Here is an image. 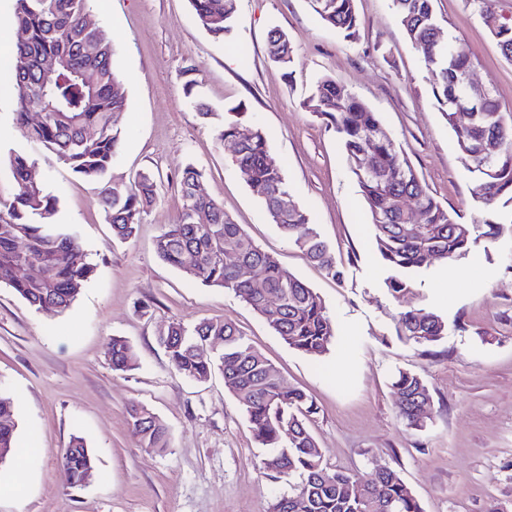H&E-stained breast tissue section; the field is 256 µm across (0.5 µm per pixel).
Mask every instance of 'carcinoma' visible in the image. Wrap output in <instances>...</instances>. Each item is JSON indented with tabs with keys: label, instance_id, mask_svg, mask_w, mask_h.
I'll list each match as a JSON object with an SVG mask.
<instances>
[{
	"label": "carcinoma",
	"instance_id": "cac0c4a2",
	"mask_svg": "<svg viewBox=\"0 0 512 512\" xmlns=\"http://www.w3.org/2000/svg\"><path fill=\"white\" fill-rule=\"evenodd\" d=\"M93 0H15L14 24L20 37L13 63L3 80L15 101L14 124L45 157L77 176L99 184V201L113 236H135L142 214L156 200L157 182L143 172L126 192L102 178L118 154L126 78L115 66L116 47L109 32L87 24ZM203 29L222 41L233 30L238 0H189ZM328 27L345 39L356 37L360 24L356 0H309ZM406 36L423 55L431 91L446 112L456 145L473 181L472 199L482 219L461 221L429 192L407 157L398 152L376 113L329 76L319 78L303 107L330 121L370 213L374 245L391 271L387 290L398 297L409 291L412 276L428 266L429 256L457 261L469 255L480 238L496 239L512 229V113L502 110L491 91L472 86L469 56L457 49V37L444 33L434 0H390ZM479 15L501 55L512 62V18L499 13L497 0H465ZM268 56L286 70L293 59L288 35L268 33ZM196 82L183 86L197 115L208 120L209 106L196 97ZM41 114L38 123L30 115ZM243 105L228 109L214 126L217 142L237 141L233 163L249 185H263V205L270 221L326 274L340 280L329 245L293 199L282 168L271 158L267 138L244 120ZM93 135H88V132ZM13 197L0 208V284L13 288L30 306L68 309L90 279L94 267L85 259L78 237L56 223L58 196L29 185L34 161L12 151L6 158ZM202 173L186 166L179 182L182 208L176 223L163 229L155 247L161 260L201 284L222 288L249 304L289 346L309 355L325 353L336 339V326L320 296L264 252L224 213L215 199L198 190ZM417 209L420 222L411 217ZM76 259L65 261L62 254ZM231 254L228 262L224 256ZM28 266L17 275V268ZM250 270L261 283L253 288L242 278ZM397 336L429 345L448 335V322L426 308L400 313ZM169 363L184 377L204 381L215 372L236 396L258 444L266 449L264 469L274 479L295 475L301 484L274 499L269 512H421L398 472L377 468L366 478L336 471L307 427L317 407L308 396L286 385L275 367L238 330L231 319L175 322L159 337ZM114 370L135 366L128 341L112 338ZM392 387L401 397L398 416L411 428L425 426L423 405L432 400L424 380L400 370ZM132 434L142 448L168 445L165 424L144 405L128 409ZM16 405L0 394V462L13 460L17 445ZM66 484L83 486L94 478L93 456L75 433L61 460ZM358 486L360 493L353 492Z\"/></svg>",
	"mask_w": 512,
	"mask_h": 512
}]
</instances>
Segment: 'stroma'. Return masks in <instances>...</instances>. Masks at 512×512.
<instances>
[{
  "label": "stroma",
  "mask_w": 512,
  "mask_h": 512,
  "mask_svg": "<svg viewBox=\"0 0 512 512\" xmlns=\"http://www.w3.org/2000/svg\"><path fill=\"white\" fill-rule=\"evenodd\" d=\"M442 26L474 61L472 81L512 109V62L505 60L464 0H435ZM356 40L322 24L307 0H239L228 39L214 41L189 0H93L90 22L105 27L127 77L122 146L105 175L130 188L136 176H161L158 200L135 237H112L95 183L46 163L14 124V103L0 93V154L36 158L37 187L58 193V223L77 234L95 272L64 312L31 307L0 285V391L17 402L20 463L0 466V512H267L289 486L263 469L264 450L221 375L196 382L169 363L157 339L174 321L231 318L318 413L311 430L329 464L364 476L399 471L422 512H512V232L462 259L464 274L432 260L411 290L393 298L374 248L368 205L335 130L302 106L316 80L332 76L376 112L396 149L433 195L471 222L472 181L454 133L434 101L420 51L406 38L389 0H357ZM285 31L288 70L270 62L267 36ZM223 112L237 104L261 129L294 200L307 212L344 270L327 276L306 260L266 215L256 187L232 162L183 94ZM201 173L214 198L264 251L313 288L336 324V341L312 357L291 348L247 303L192 281L158 257L155 241L176 223V177ZM425 307L448 320L430 346L398 338L400 311ZM136 354L134 369H113L112 337ZM423 377L433 403L423 429L397 414L394 375ZM140 403L169 429L161 451L141 448L127 410ZM85 437L97 476L65 483L60 462L73 433Z\"/></svg>",
  "instance_id": "stroma-1"
}]
</instances>
